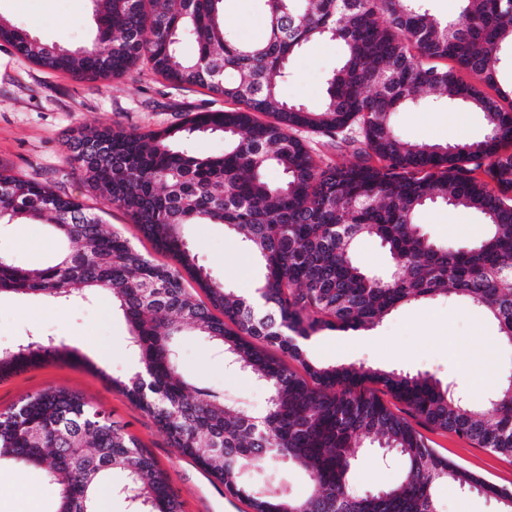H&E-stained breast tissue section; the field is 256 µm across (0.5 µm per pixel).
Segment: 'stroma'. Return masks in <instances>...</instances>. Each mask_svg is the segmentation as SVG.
<instances>
[{"label": "stroma", "mask_w": 512, "mask_h": 512, "mask_svg": "<svg viewBox=\"0 0 512 512\" xmlns=\"http://www.w3.org/2000/svg\"><path fill=\"white\" fill-rule=\"evenodd\" d=\"M0 14L44 42L64 41L73 50L93 41L97 32L91 0H0ZM225 19L244 43L262 40L267 32L259 0H227ZM342 47L335 41L307 44L288 62L289 76L280 84L288 100L309 107L323 96L324 79L339 63ZM222 97L201 87L171 85L140 65L118 80L80 79L70 73L39 67L0 41V163L14 172L57 183L68 194L94 206L106 229L120 231L140 252L163 262L151 241L122 209L99 202L69 162L66 137L78 128H122L147 132L180 123L188 113L224 109ZM394 123L407 141L463 144L485 133L482 112L457 104L434 110L419 101L396 112ZM418 221L439 242L478 237L483 220L477 214L447 205H428ZM186 240L211 276L239 294L253 292L261 270L240 239L221 224H188ZM45 224L19 230L0 224V254L23 267H46L67 251ZM53 336L76 348L73 359L54 360L0 378V411L49 388L77 391L126 424L148 454L165 471L181 512H253L248 500L225 493L190 457L171 446L152 417L107 376L128 378L138 360L127 344L128 327L108 298L78 301L61 308L36 296L0 295V349L28 336ZM496 329L476 308L445 300L408 306L385 319L370 333L325 331L309 342L311 357L324 364L363 363L385 369L426 371L454 381L469 402H484L491 386L480 382L486 361L475 359L473 344L491 349L497 368L512 365V349L495 339ZM181 367L195 383L224 390L227 397L260 411L267 390L251 376L228 369L224 354L207 339L186 336L180 342ZM431 448L484 481L512 490V457L431 427H422ZM402 463L380 461L369 451L355 465L352 482L358 490L376 491L393 484ZM21 485L23 494L0 497V512H56L58 491L31 464L0 462V486ZM439 512H499L498 502L483 490H458L448 484L435 489Z\"/></svg>", "instance_id": "stroma-1"}]
</instances>
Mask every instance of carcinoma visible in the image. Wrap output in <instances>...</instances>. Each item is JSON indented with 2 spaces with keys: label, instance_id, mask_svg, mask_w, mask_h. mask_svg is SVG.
<instances>
[{
  "label": "carcinoma",
  "instance_id": "1",
  "mask_svg": "<svg viewBox=\"0 0 512 512\" xmlns=\"http://www.w3.org/2000/svg\"><path fill=\"white\" fill-rule=\"evenodd\" d=\"M94 2L102 9L89 48L43 42L1 13L0 41L40 67L80 77L119 79L145 61L168 81L206 88L236 108L197 112L158 131L101 128L69 140L84 183L124 209L172 265L104 230L78 198L0 165V221L47 219L71 245L43 269L0 257V293L59 304L109 294L138 357V371L112 387L254 512H438L434 491L444 481L479 486L512 512L511 490L439 455L416 428L512 456V375L497 376L475 406L427 372L324 365L304 348L324 330L370 329L406 305L440 299L481 309L498 342L512 344V89L499 82L500 52L512 48V0H459L451 18L423 0H261L268 35L252 44L226 25L225 0ZM182 35L198 44L192 59L177 50ZM323 39L340 41L344 58L326 78L322 103L286 101L278 82L290 56ZM227 72L233 80H224ZM423 94L483 112L484 136L453 146L404 140L392 115ZM302 129L339 139L357 161L323 163ZM206 132L224 134V154L178 146ZM271 165L284 180L266 178ZM428 204L475 212L486 233L440 244L417 221ZM186 224H222L241 236L262 267L255 293L263 313L211 277L182 233ZM364 236L386 248V273L355 261ZM187 334L215 342L225 363L266 387L262 414L186 378L177 339ZM65 354L64 342L32 335L0 350V376ZM367 383L405 404L407 415L365 392ZM373 446L401 459L402 473L375 493L356 492L351 470ZM2 457L43 470L60 492L56 512H96L97 492L114 472L123 476L114 492L133 512H179L167 476L127 426L64 388L0 411ZM291 467L308 478L302 495L288 485Z\"/></svg>",
  "mask_w": 512,
  "mask_h": 512
}]
</instances>
